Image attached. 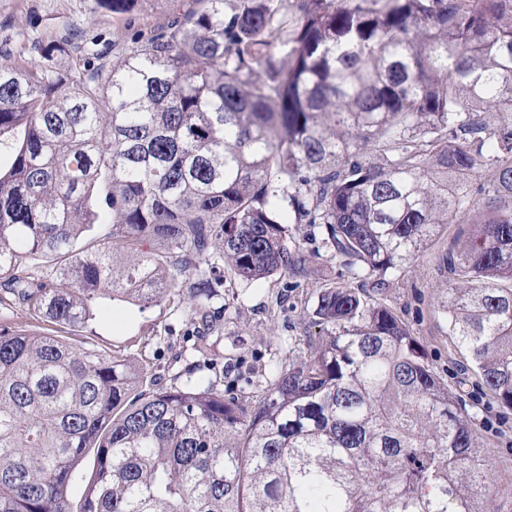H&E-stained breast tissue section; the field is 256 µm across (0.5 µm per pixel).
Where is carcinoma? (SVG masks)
I'll return each mask as SVG.
<instances>
[{"instance_id": "obj_1", "label": "carcinoma", "mask_w": 512, "mask_h": 512, "mask_svg": "<svg viewBox=\"0 0 512 512\" xmlns=\"http://www.w3.org/2000/svg\"><path fill=\"white\" fill-rule=\"evenodd\" d=\"M143 0H98L124 18ZM174 17L65 72L0 70V288L79 327L97 299L147 308L193 272L245 283L300 261L321 224L379 276L468 224L441 313L512 408V0H167ZM372 143L375 153L365 155ZM483 168L487 184L474 185ZM102 195L112 241L76 248ZM222 251H215V243ZM49 279L22 274L26 252ZM318 338L251 409L212 387L140 391L120 355L0 331V512H486L474 421L388 307L322 290ZM87 448L98 465L68 499Z\"/></svg>"}]
</instances>
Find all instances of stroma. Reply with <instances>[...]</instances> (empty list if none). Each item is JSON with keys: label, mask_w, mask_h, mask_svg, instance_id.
<instances>
[{"label": "stroma", "mask_w": 512, "mask_h": 512, "mask_svg": "<svg viewBox=\"0 0 512 512\" xmlns=\"http://www.w3.org/2000/svg\"><path fill=\"white\" fill-rule=\"evenodd\" d=\"M172 17L167 0H145L141 13L114 20L96 0H0V68L37 59L38 47L64 32L97 30L102 44L126 43L137 25H161ZM301 268L243 284L225 281L210 300L208 321H201L188 298V285L172 290L162 303L141 310L128 303L95 300L85 326L65 328L31 314L7 300L0 303V329L54 335L71 345L117 352L141 369L143 389L182 386L197 381L225 396L258 407L259 381L274 362L306 351L314 334L309 314L324 284L348 283L339 258L328 249L315 224L294 227ZM469 227L449 224L416 256L407 260L399 279L382 287L377 276L359 280L360 288L393 310L423 345L433 372L458 394L477 423L490 481L497 495L489 512H512V409L499 405L484 386L468 350L448 332L439 305L448 285L442 258L465 242Z\"/></svg>", "instance_id": "1"}]
</instances>
